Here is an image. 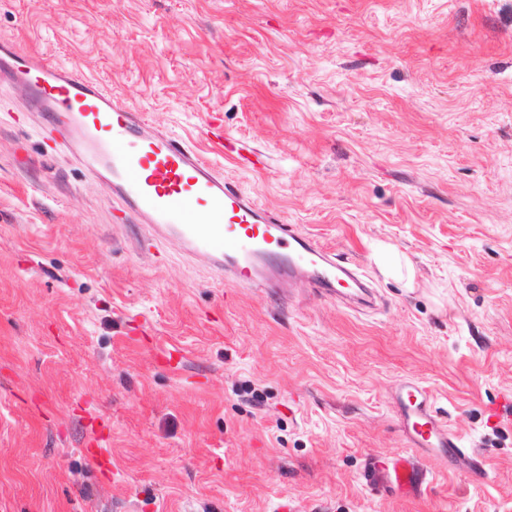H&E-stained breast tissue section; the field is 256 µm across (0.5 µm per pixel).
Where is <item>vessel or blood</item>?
<instances>
[{
  "label": "vessel or blood",
  "instance_id": "obj_1",
  "mask_svg": "<svg viewBox=\"0 0 512 512\" xmlns=\"http://www.w3.org/2000/svg\"><path fill=\"white\" fill-rule=\"evenodd\" d=\"M0 68L26 88L30 106L43 115L45 137H83L88 154L82 164L90 175L109 174L113 200L143 223L174 232L188 250L210 255L224 280L272 288L304 277L339 300L356 281L348 262L259 207L195 145L154 126L80 69L41 61L3 41ZM206 137L216 156L244 163L235 140L212 130ZM397 405L410 451L462 456L457 439L434 416L427 388L403 384ZM385 471L391 484L420 495L426 472L410 452L389 461Z\"/></svg>",
  "mask_w": 512,
  "mask_h": 512
}]
</instances>
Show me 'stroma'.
<instances>
[{"label": "stroma", "instance_id": "1", "mask_svg": "<svg viewBox=\"0 0 512 512\" xmlns=\"http://www.w3.org/2000/svg\"><path fill=\"white\" fill-rule=\"evenodd\" d=\"M2 38L215 123L262 159L225 178L377 297L151 244L0 86V512H512V0H0ZM405 381L484 459L417 498L364 478L408 451Z\"/></svg>", "mask_w": 512, "mask_h": 512}]
</instances>
